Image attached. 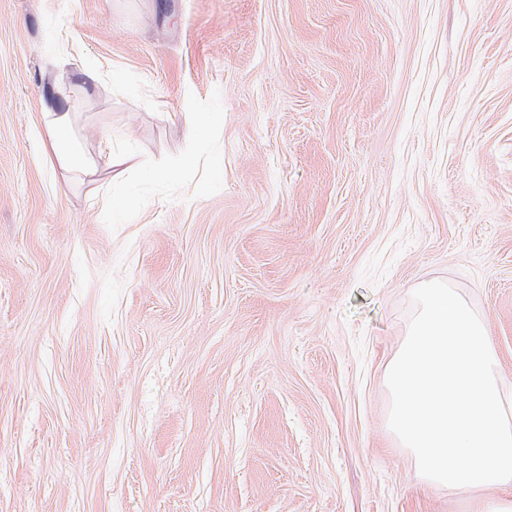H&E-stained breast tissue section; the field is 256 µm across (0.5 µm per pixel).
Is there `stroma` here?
<instances>
[{
    "label": "stroma",
    "mask_w": 512,
    "mask_h": 512,
    "mask_svg": "<svg viewBox=\"0 0 512 512\" xmlns=\"http://www.w3.org/2000/svg\"><path fill=\"white\" fill-rule=\"evenodd\" d=\"M430 280L512 398V0H0V512H467L388 426ZM44 128L47 136L45 148L63 167L73 172H88L96 167L92 159L82 155L71 144V112L46 113Z\"/></svg>",
    "instance_id": "1"
}]
</instances>
